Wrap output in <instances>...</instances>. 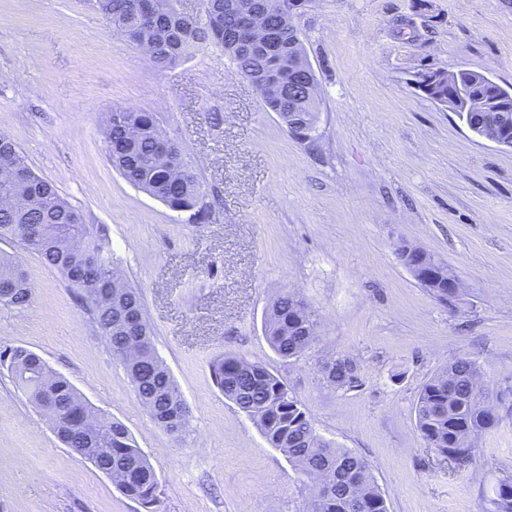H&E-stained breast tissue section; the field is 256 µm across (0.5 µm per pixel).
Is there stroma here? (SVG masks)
<instances>
[{
  "label": "stroma",
  "instance_id": "stroma-1",
  "mask_svg": "<svg viewBox=\"0 0 512 512\" xmlns=\"http://www.w3.org/2000/svg\"><path fill=\"white\" fill-rule=\"evenodd\" d=\"M294 22L318 82L310 136L289 132L221 49L165 70L88 0H0V132L31 171L103 231L140 288L158 356L190 410L174 438L139 405L91 312L17 240L31 305H0V349L22 346L122 422L153 465L158 512H306L309 481L213 381L236 355L283 378L320 435L364 458L387 512H490L512 477V149L475 136L415 84L461 68L512 88V0H308ZM115 108L154 113L204 191L171 210L108 163ZM421 247L459 276L434 298L400 261ZM298 294L317 338L300 358L269 345L265 312ZM359 365L348 390L323 362ZM498 399L466 468L415 427L422 385L458 356ZM0 512H143L63 445L0 368Z\"/></svg>",
  "mask_w": 512,
  "mask_h": 512
}]
</instances>
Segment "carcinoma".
<instances>
[{"label":"carcinoma","instance_id":"carcinoma-1","mask_svg":"<svg viewBox=\"0 0 512 512\" xmlns=\"http://www.w3.org/2000/svg\"><path fill=\"white\" fill-rule=\"evenodd\" d=\"M196 16H186L169 6L152 18L142 16L140 0H96L95 10L123 35L137 43H151L150 63L166 69L209 46L224 49L258 91L265 108L278 114L291 130L311 129L317 118L314 71L303 76L296 65L306 52L292 21L293 11L305 0H202ZM262 18L265 35L256 40L246 22ZM416 86L437 103L448 104V84L461 87L465 96L492 93L489 112H473L455 104L451 111L469 129L500 126L502 117L512 125V90L473 70L437 69L415 76ZM299 86L297 96L288 87ZM103 127L104 147L112 166L133 186L151 194L175 211L192 210L202 201L196 173L180 163L174 174L168 140L160 133L151 112L119 108L108 113ZM27 165L10 136L0 134V191L14 190L26 204L0 209V239H18L20 231L39 226L42 243L32 247L44 265L56 270L74 288L81 304L92 312L112 355L123 365L139 403L168 433L183 436L189 428L190 410L170 371L158 357L152 331L143 317L140 291L124 282L114 266L112 247L87 225L71 224L77 209L57 189L37 175L25 183L15 180L16 166ZM80 237L85 246L102 255L95 271L69 246ZM34 286L13 257L0 255V305L26 309ZM317 321L303 299L287 292L273 301L265 318L267 339L284 359L297 358L315 341ZM323 373L337 389L358 381V364L349 356H332ZM0 365L9 369L17 386L39 409H52L54 431L68 448L112 478L128 498L145 512H156L160 490L155 470L120 422L93 408L62 375L54 372L37 353L21 346L0 351ZM213 378L246 416L252 419L271 447L310 480L311 512H387L385 501L360 456L324 440L308 413L288 393V387L265 366L237 356L211 364ZM478 368L458 357L421 387L415 406L416 427L436 455L456 457L465 467L473 459L471 441L499 422L495 408L485 404L478 385ZM493 512H512V478L503 480L493 499Z\"/></svg>","mask_w":512,"mask_h":512}]
</instances>
